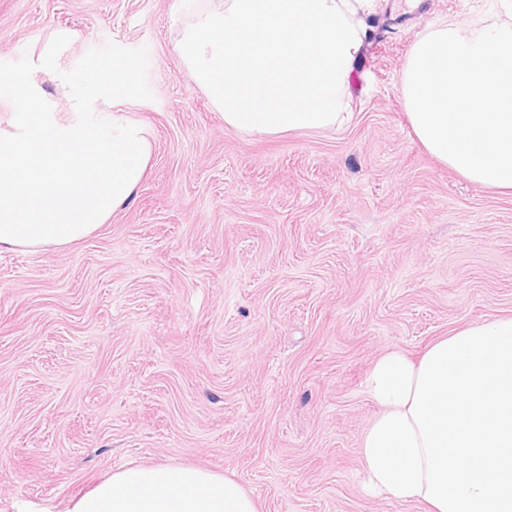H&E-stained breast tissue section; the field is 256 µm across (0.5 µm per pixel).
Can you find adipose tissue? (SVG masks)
<instances>
[{
	"label": "adipose tissue",
	"instance_id": "adipose-tissue-1",
	"mask_svg": "<svg viewBox=\"0 0 512 512\" xmlns=\"http://www.w3.org/2000/svg\"><path fill=\"white\" fill-rule=\"evenodd\" d=\"M59 29L32 59L53 76L67 112L41 84L0 75L13 110L0 127V249L64 250L134 194L149 167L147 128L125 112L127 81L95 63L60 64ZM365 391L379 411L359 457L372 495L427 512H512V316L455 329L419 360L397 349L372 365ZM71 512H258L235 479L200 466L113 471Z\"/></svg>",
	"mask_w": 512,
	"mask_h": 512
}]
</instances>
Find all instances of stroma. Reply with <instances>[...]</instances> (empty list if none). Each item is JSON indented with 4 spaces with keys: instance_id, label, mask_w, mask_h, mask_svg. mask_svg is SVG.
Segmentation results:
<instances>
[{
    "instance_id": "35a3bbf8",
    "label": "stroma",
    "mask_w": 512,
    "mask_h": 512,
    "mask_svg": "<svg viewBox=\"0 0 512 512\" xmlns=\"http://www.w3.org/2000/svg\"><path fill=\"white\" fill-rule=\"evenodd\" d=\"M207 0H0V73L123 68L154 143L133 199L66 250L0 251V512H68L131 464L234 477L259 512H425L364 493V381L512 315V195L443 167L398 91L415 36L500 0H375L341 132L225 130L173 52Z\"/></svg>"
}]
</instances>
